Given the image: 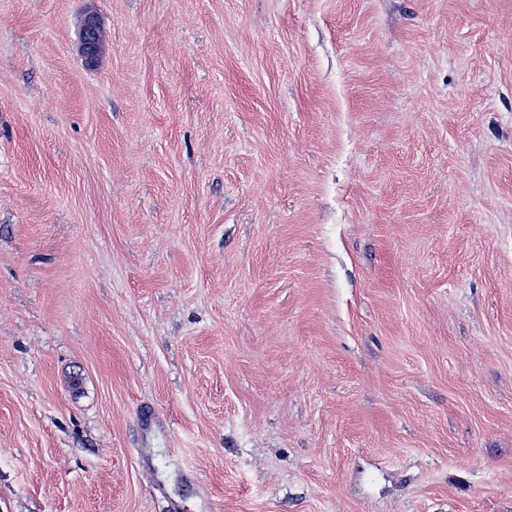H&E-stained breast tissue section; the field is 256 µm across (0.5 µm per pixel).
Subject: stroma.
<instances>
[{"instance_id": "obj_1", "label": "stroma", "mask_w": 512, "mask_h": 512, "mask_svg": "<svg viewBox=\"0 0 512 512\" xmlns=\"http://www.w3.org/2000/svg\"><path fill=\"white\" fill-rule=\"evenodd\" d=\"M0 512H512V0H0ZM81 50L85 60L95 63L102 51L101 24L98 16L94 13H88L81 27Z\"/></svg>"}]
</instances>
